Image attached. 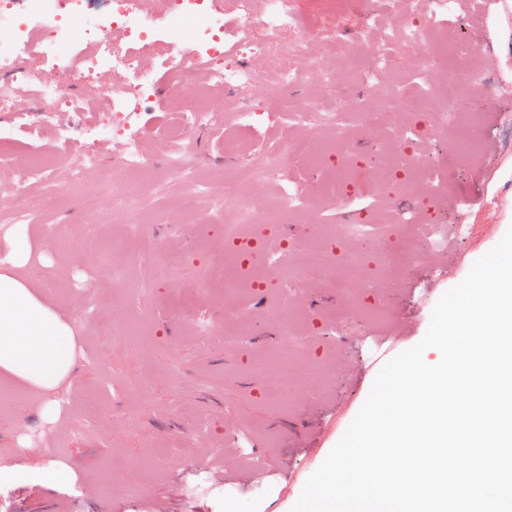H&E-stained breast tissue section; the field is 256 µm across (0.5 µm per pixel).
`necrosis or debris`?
<instances>
[{
	"instance_id": "4bbe7bcc",
	"label": "necrosis or debris",
	"mask_w": 512,
	"mask_h": 512,
	"mask_svg": "<svg viewBox=\"0 0 512 512\" xmlns=\"http://www.w3.org/2000/svg\"><path fill=\"white\" fill-rule=\"evenodd\" d=\"M98 0H0V169L10 166L8 144L21 137L35 138L48 124H56V141L65 146L72 182L99 163V143L109 136L120 142L118 165L122 171H150V158L143 150L145 139L154 137L174 144L207 130L214 113L224 110V101L212 97V89L225 92L250 85L257 75L247 64L249 55H260L267 72L279 86L298 83L312 69L303 50V29L293 0H168L173 15L189 19L191 35L172 29L166 34L170 55L169 76L188 71L204 73L206 84L199 92L200 104L161 92L157 83L144 76L139 64V45L155 34L153 0H105V11H97ZM413 16L403 29H384L378 43L375 67L365 85L378 83L388 65L387 49L396 41L422 43L423 31L441 16L452 14L454 0H406ZM269 37L259 42L256 29ZM81 38L86 53L75 56L63 47ZM120 75L103 91L105 106L96 111L91 123L73 126L57 124L58 113L84 111L80 83L94 74ZM54 82H47L46 74ZM43 102L44 110L32 112L19 107L20 96ZM383 114H369L372 123L387 119L395 144L390 157L395 167L409 169L418 161V139L428 127L423 122L422 101L404 92H388L382 102ZM158 109L163 121H144L146 109ZM55 171L39 163L16 175L20 204L12 212L0 213V223L24 228L32 215L51 208L56 194L52 188ZM237 221L221 227L225 253L245 258L248 242L238 227L263 224L282 230L289 213L299 210L304 199L291 189L272 205H258L238 196Z\"/></svg>"
}]
</instances>
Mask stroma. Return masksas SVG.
I'll use <instances>...</instances> for the list:
<instances>
[{"instance_id": "stroma-1", "label": "stroma", "mask_w": 512, "mask_h": 512, "mask_svg": "<svg viewBox=\"0 0 512 512\" xmlns=\"http://www.w3.org/2000/svg\"><path fill=\"white\" fill-rule=\"evenodd\" d=\"M306 31L352 42L350 54L317 53L315 72L280 95L294 109L324 100L349 111L357 98L379 111L374 91L354 83L355 66H368L378 44L365 37L360 0H294ZM462 32L479 40L490 60L481 107L512 113V54L501 55L497 30L512 28V12L491 21L455 11ZM424 75L400 70L393 78L417 92L443 90L446 49L428 52ZM469 117L456 135L440 131L419 142L422 169L409 172L407 193L380 192L372 167L349 163L351 154L384 145L385 131L353 124L346 139L288 123L253 131L258 144L307 139L309 154L287 162L262 184L248 176L256 157L225 156L223 113L188 146L207 186L171 184L158 202L165 221L142 218L145 246L123 253V280L100 257L103 243L123 235L124 215L103 184L117 157L104 141L100 166L72 185L56 167L59 206L35 216L25 232L24 273L42 298L71 325L75 369L56 393L74 414L47 415L19 387L0 385V512H290L308 477L322 464L367 399L380 370L385 340L401 331V349L424 337L431 312L448 289L512 226V130L494 128L496 152L486 154V180H477L468 153ZM346 187L343 198L325 182ZM301 187L310 205L288 221L287 247L270 243L266 265L285 264L288 282L268 277L263 291L224 288L233 272L218 224L233 219L234 193L267 202ZM196 191L198 208L186 213L182 193ZM453 198L440 205L439 195ZM363 214L378 233L375 251L342 236L345 218ZM60 234H44L45 223ZM96 236H88L87 225ZM469 230L458 238L457 226ZM335 237L337 287L315 267L309 240ZM181 254L175 265L166 253ZM257 478L243 481L241 471Z\"/></svg>"}]
</instances>
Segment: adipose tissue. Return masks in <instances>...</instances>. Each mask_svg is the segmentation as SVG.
I'll use <instances>...</instances> for the list:
<instances>
[{"instance_id": "ef3b65f1", "label": "adipose tissue", "mask_w": 512, "mask_h": 512, "mask_svg": "<svg viewBox=\"0 0 512 512\" xmlns=\"http://www.w3.org/2000/svg\"><path fill=\"white\" fill-rule=\"evenodd\" d=\"M23 248L0 270V383L46 400L70 376L76 352L71 326L25 277Z\"/></svg>"}]
</instances>
